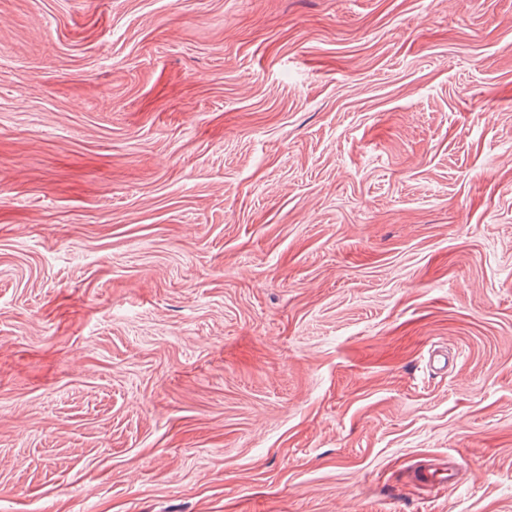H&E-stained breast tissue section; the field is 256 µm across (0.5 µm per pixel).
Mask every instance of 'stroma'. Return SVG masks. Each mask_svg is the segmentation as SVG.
Masks as SVG:
<instances>
[{"label": "stroma", "mask_w": 512, "mask_h": 512, "mask_svg": "<svg viewBox=\"0 0 512 512\" xmlns=\"http://www.w3.org/2000/svg\"><path fill=\"white\" fill-rule=\"evenodd\" d=\"M0 512H512V0H0Z\"/></svg>", "instance_id": "obj_1"}]
</instances>
